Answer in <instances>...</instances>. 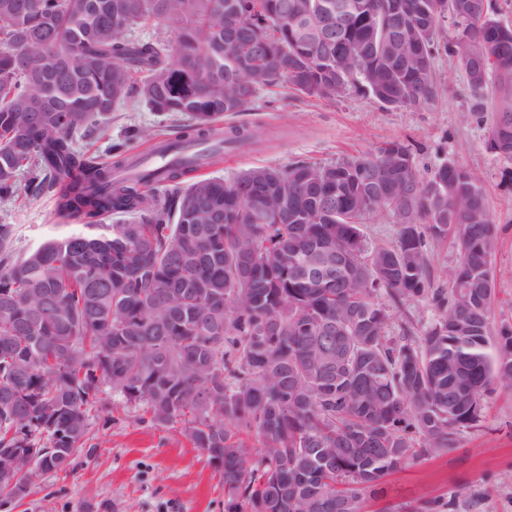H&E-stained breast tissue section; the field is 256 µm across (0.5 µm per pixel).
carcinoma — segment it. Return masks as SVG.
Instances as JSON below:
<instances>
[{
  "label": "carcinoma",
  "instance_id": "obj_1",
  "mask_svg": "<svg viewBox=\"0 0 512 512\" xmlns=\"http://www.w3.org/2000/svg\"><path fill=\"white\" fill-rule=\"evenodd\" d=\"M287 2L0 0V199L22 176L63 218L127 217L20 250L0 224V455L44 440L57 449L47 470H68L107 387L182 427L221 476L224 512H360L363 491L455 447L491 387H512V329L491 323L495 221L475 171L442 164L424 180L390 141L329 164L199 173L249 139L221 120L264 88L334 101L353 84L421 111L440 97L441 54L465 75L469 115L491 112V150L512 162V28L491 0H351L324 41L304 27L329 0H295L290 14ZM452 10L471 20L454 22L450 42L440 24ZM156 22L174 44L128 35ZM393 36L408 61L384 52ZM126 104L188 124L161 169L117 180L126 144L105 165L74 134L101 131ZM285 196L288 215L252 222L253 206ZM388 206L404 219L396 241L368 242L362 225ZM427 237L457 248L446 291L433 287ZM329 249L342 268L310 276L295 262ZM416 299L432 324L389 335L387 302ZM34 483L0 473V497Z\"/></svg>",
  "mask_w": 512,
  "mask_h": 512
}]
</instances>
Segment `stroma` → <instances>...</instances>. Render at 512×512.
Masks as SVG:
<instances>
[{"instance_id":"stroma-1","label":"stroma","mask_w":512,"mask_h":512,"mask_svg":"<svg viewBox=\"0 0 512 512\" xmlns=\"http://www.w3.org/2000/svg\"><path fill=\"white\" fill-rule=\"evenodd\" d=\"M435 70L441 99L420 112L385 108L355 87L333 102L298 98L281 86L263 89L246 111L224 120L250 131L251 142L227 150L205 173L229 179L254 166L331 163L392 140L410 146L421 176L443 163L473 169L497 224L490 258L492 327H512V162L490 150L487 124L466 119L463 72L445 55L437 58ZM133 125L161 131L170 140L178 131L173 118L121 105L103 136L79 132L75 140L99 155L108 143L123 141L132 157L148 148L127 140ZM0 224L13 226L22 249L84 229L82 222L58 217L48 197L23 192L0 201ZM93 415L90 438L69 471L45 475L23 500L0 498V512H224L219 473L184 438L180 425H156L142 408L109 400ZM361 512H512V388L497 386L486 394L483 418L461 431L456 448L408 459L385 476L376 494L363 495Z\"/></svg>"}]
</instances>
